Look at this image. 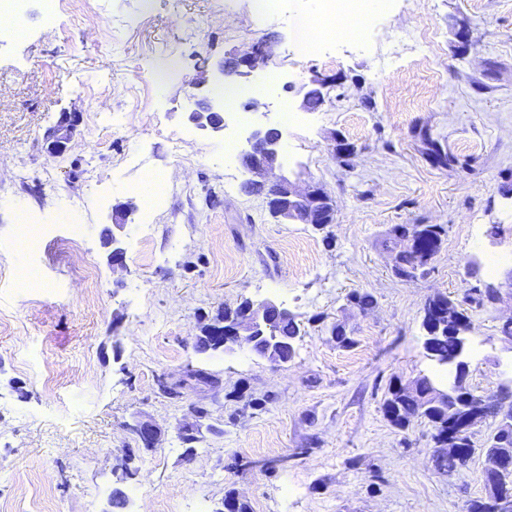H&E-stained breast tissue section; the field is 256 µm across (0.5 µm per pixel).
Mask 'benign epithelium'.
<instances>
[{
	"mask_svg": "<svg viewBox=\"0 0 512 512\" xmlns=\"http://www.w3.org/2000/svg\"><path fill=\"white\" fill-rule=\"evenodd\" d=\"M276 41L270 37L252 44L241 54L224 58L220 66L225 76L248 77L258 69H267L273 64ZM224 109L204 96L196 103V109L190 119L197 126L214 131L224 130ZM77 116L62 113L56 125L47 135L48 151L53 155H62L68 150ZM266 128L259 127L249 137V149L241 156V163L249 174L243 184L244 192L261 189L268 211L272 217L282 223L294 224H333L335 207L326 210L321 202L326 197L324 190L309 184L303 188L296 186L284 176H274L279 166L282 135L273 140L266 139ZM290 317L288 310L280 307L270 299L250 302L244 315L234 321H226L212 329L208 348L211 350H233L248 348L258 352L257 340L263 330L271 328V315ZM462 384L459 369H454L452 381L431 386L428 399L433 404L448 401ZM133 431L146 448L157 446L161 436L160 429L149 420H139L133 425ZM506 440L498 438L495 446L498 450L485 449L483 453V478L489 493L494 497L497 512H512V493L506 490V482L512 479V448H505Z\"/></svg>",
	"mask_w": 512,
	"mask_h": 512,
	"instance_id": "1",
	"label": "benign epithelium"
}]
</instances>
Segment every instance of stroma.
I'll use <instances>...</instances> for the list:
<instances>
[{"label":"stroma","instance_id":"35a3bbf8","mask_svg":"<svg viewBox=\"0 0 512 512\" xmlns=\"http://www.w3.org/2000/svg\"><path fill=\"white\" fill-rule=\"evenodd\" d=\"M320 0L261 14L254 0H60L57 25L27 0L24 38L0 40V504L9 512H217L233 495L249 512H466L484 496L481 456L447 474L433 462L426 419L392 425L390 381L433 374L424 306L445 294L472 322L469 385L498 392L512 364L499 333L512 304L478 307L468 289L512 269V0H390L362 15L358 40L299 45ZM194 36H187V29ZM469 33L461 43L459 30ZM424 35L389 57L392 36ZM272 36L265 71L223 84L225 53ZM207 72L216 93L260 88L266 108L215 133L192 123L189 84ZM333 77L321 106L302 104L313 73ZM282 132V175L321 184L335 223L280 224L245 194L241 163L252 127ZM79 115L70 150L44 135ZM355 148L350 162L332 136ZM435 138L454 162L426 154ZM165 174L162 203L142 201ZM126 265L109 264L115 209ZM35 238L23 244L18 222ZM397 224L448 234L426 276L403 280L381 241ZM500 225L501 237L490 235ZM371 294L360 310L351 292ZM270 299L299 325L296 355L274 364L249 350L198 351L196 338L243 300ZM342 326L348 344L333 329ZM217 374L172 399L160 379L188 368ZM209 426L187 450L192 406ZM139 419L162 430L139 445Z\"/></svg>","mask_w":512,"mask_h":512}]
</instances>
